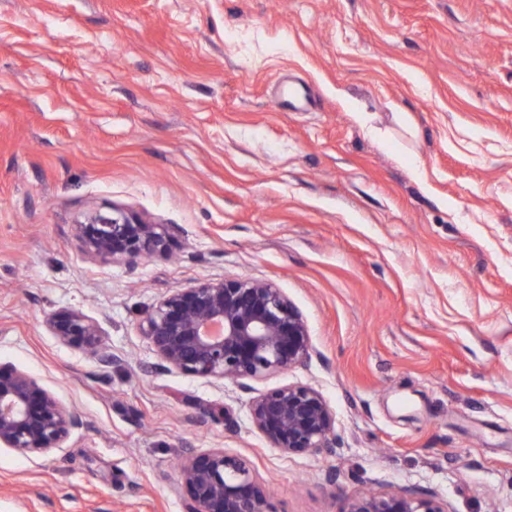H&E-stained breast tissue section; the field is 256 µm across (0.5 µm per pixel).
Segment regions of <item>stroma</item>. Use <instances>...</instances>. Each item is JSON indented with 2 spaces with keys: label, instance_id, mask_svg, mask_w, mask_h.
<instances>
[{
  "label": "stroma",
  "instance_id": "obj_1",
  "mask_svg": "<svg viewBox=\"0 0 512 512\" xmlns=\"http://www.w3.org/2000/svg\"><path fill=\"white\" fill-rule=\"evenodd\" d=\"M114 206L169 252L91 255L76 224ZM237 275L298 308L307 367L152 371L142 313ZM64 307L121 365L52 336ZM0 367L84 416L51 453L0 447V512H183L189 448L246 458L277 512L406 486L512 512V0H0ZM288 384L340 453L254 429ZM250 420L269 447L281 454H332L340 448L333 413L308 385H291L253 397Z\"/></svg>",
  "mask_w": 512,
  "mask_h": 512
}]
</instances>
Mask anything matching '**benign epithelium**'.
<instances>
[{"label": "benign epithelium", "instance_id": "benign-epithelium-1", "mask_svg": "<svg viewBox=\"0 0 512 512\" xmlns=\"http://www.w3.org/2000/svg\"><path fill=\"white\" fill-rule=\"evenodd\" d=\"M90 252L125 260L162 254L171 227L112 208L95 210L77 224ZM60 341L98 351L99 325L76 309L46 319ZM142 336L152 346L159 372L230 379L244 390L247 381L302 368L312 360L307 323L286 293L249 277L199 282L163 298L145 313ZM250 420L269 447L283 455L336 452L339 439L323 395L308 385L261 393L250 402ZM82 415L62 405L29 374L0 368V447L21 454L50 453L61 447ZM187 490L185 512H276L248 461L222 448L197 455L188 449L179 468ZM342 512H448L435 496L414 488L347 500Z\"/></svg>", "mask_w": 512, "mask_h": 512}]
</instances>
